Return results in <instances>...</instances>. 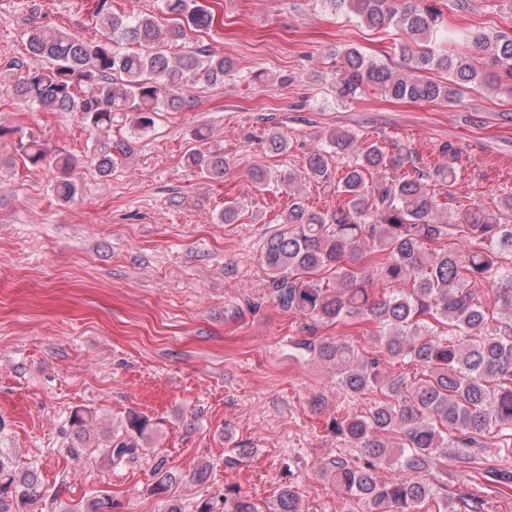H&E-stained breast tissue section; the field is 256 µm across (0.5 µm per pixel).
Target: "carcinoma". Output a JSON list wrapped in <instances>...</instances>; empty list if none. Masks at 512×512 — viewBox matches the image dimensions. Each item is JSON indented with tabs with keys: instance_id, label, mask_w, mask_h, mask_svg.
I'll list each match as a JSON object with an SVG mask.
<instances>
[{
	"instance_id": "cac0c4a2",
	"label": "carcinoma",
	"mask_w": 512,
	"mask_h": 512,
	"mask_svg": "<svg viewBox=\"0 0 512 512\" xmlns=\"http://www.w3.org/2000/svg\"><path fill=\"white\" fill-rule=\"evenodd\" d=\"M338 14L352 15L367 27L402 29L399 44L406 63L400 71L365 57L357 48L342 50L338 97L356 96L365 87L384 96L426 103L461 101L471 84L501 87L512 81V30L489 35L469 29L462 40L488 55L497 70L478 71L462 52L437 53L431 43L443 24L435 0H321ZM166 23L151 14H117L112 0H95L92 17L100 37L85 39L45 26L31 28L29 62L11 63L17 73L11 92L36 112H69L98 134L88 158L102 177L125 162L131 151L124 136L112 139V127L133 134L154 126L159 112L191 107L187 91L199 83L233 78V60L208 48L171 55L168 48L205 32L213 14L197 0H162ZM439 70L447 81L422 77ZM200 147L188 154V165L201 177L218 179L230 168L224 150L209 143V133H193ZM15 154L22 166L51 165L38 141L19 137ZM445 161L428 172L392 177L385 171L403 164L377 143H363L356 134L336 131L327 149L307 157V177L336 191L333 211H315L294 198L284 226L264 244L263 262L271 272V295L280 310L310 321L311 335L297 340L300 350L328 365L336 389L351 398L380 394L363 414L336 416L327 429L356 454L338 456L319 471L327 482L362 503L366 512H485L476 492H448V484L432 478L452 459L461 468L512 483V471L486 466L483 454L492 440L512 438V225L502 224L475 207L448 223L439 211L428 182L453 184L461 170V153L443 146ZM72 161L62 160L53 185L56 197L74 199L76 183L65 176ZM469 246L463 253L445 247L452 232ZM333 275L326 283L321 274ZM491 291L493 305L482 300ZM353 322L372 326L373 350H360L347 336H313L322 324ZM413 364L415 375H396L393 362ZM89 413L76 409L70 417L73 434L67 452L74 459L87 454ZM151 428L136 412L122 433L109 435L95 447L111 463L136 457L138 440ZM405 476L382 478L386 465ZM153 492L167 493L176 476L165 460L156 464ZM288 475L273 512H304ZM57 512L54 497L40 490L37 466L20 469L0 453V512H26L35 500ZM224 512H257L250 498L224 492Z\"/></svg>"
}]
</instances>
